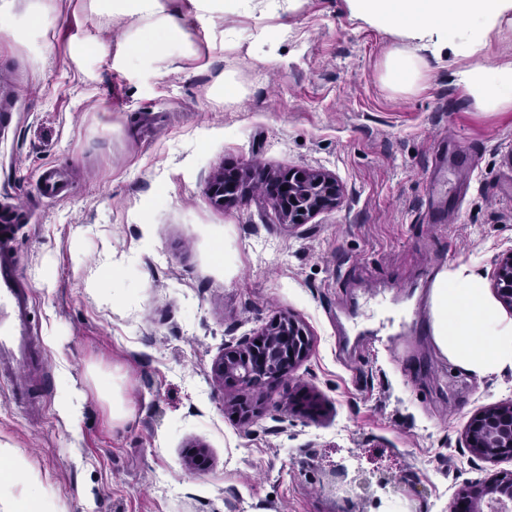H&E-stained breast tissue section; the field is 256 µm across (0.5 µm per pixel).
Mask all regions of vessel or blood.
Returning <instances> with one entry per match:
<instances>
[{
	"label": "vessel or blood",
	"mask_w": 512,
	"mask_h": 512,
	"mask_svg": "<svg viewBox=\"0 0 512 512\" xmlns=\"http://www.w3.org/2000/svg\"><path fill=\"white\" fill-rule=\"evenodd\" d=\"M30 292L24 288L14 258L0 250V378H5L15 399L29 400L46 371L31 320Z\"/></svg>",
	"instance_id": "b4317fda"
}]
</instances>
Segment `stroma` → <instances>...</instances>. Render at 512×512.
<instances>
[{"mask_svg": "<svg viewBox=\"0 0 512 512\" xmlns=\"http://www.w3.org/2000/svg\"><path fill=\"white\" fill-rule=\"evenodd\" d=\"M173 5L193 52L163 74L115 63L125 27L89 0H51L25 46L0 28V205L28 211L8 244L47 363L27 404L0 383V447L27 457L48 512H451L459 487L512 470L462 440L512 399V371L472 378L418 327L443 265L488 277L512 248V112L475 111L449 58L391 90L394 37L345 0L230 20ZM90 34L104 52L74 53ZM222 75L245 96L210 97ZM50 167L57 198L38 189ZM226 168L248 186L326 172L342 200L290 226L255 192L214 204ZM282 313L312 350L241 420L211 365ZM301 387L316 415L295 409Z\"/></svg>", "mask_w": 512, "mask_h": 512, "instance_id": "35a3bbf8", "label": "stroma"}]
</instances>
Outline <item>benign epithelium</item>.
<instances>
[{
    "instance_id": "benign-epithelium-1",
    "label": "benign epithelium",
    "mask_w": 512,
    "mask_h": 512,
    "mask_svg": "<svg viewBox=\"0 0 512 512\" xmlns=\"http://www.w3.org/2000/svg\"><path fill=\"white\" fill-rule=\"evenodd\" d=\"M245 194L242 174L235 169L221 171L209 185L211 199L221 206ZM340 196L336 178L327 174L296 170L267 177L266 200L292 225L305 224L319 211L337 206ZM493 265L496 296L512 308V249L498 253ZM310 347L303 325L283 314L270 321L256 339L226 347L213 362L212 373L229 388L271 386L290 374L308 356ZM465 444L471 455L481 460L511 458L512 400L475 413L465 431ZM504 498L512 501V473L497 475L481 487H460L454 495L453 512H482L485 500Z\"/></svg>"
}]
</instances>
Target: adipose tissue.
Returning a JSON list of instances; mask_svg holds the SVG:
<instances>
[{"label":"adipose tissue","instance_id":"adipose-tissue-1","mask_svg":"<svg viewBox=\"0 0 512 512\" xmlns=\"http://www.w3.org/2000/svg\"><path fill=\"white\" fill-rule=\"evenodd\" d=\"M96 14L127 25L125 56L147 65L170 62L188 51L179 11L168 0H92ZM351 16L387 32L396 42L383 61V78L413 92L432 63L450 56L457 86L480 112L512 111V60L493 65L480 57L490 40L512 29V0H346ZM431 339L437 353L476 379L512 371V315L491 294L475 264L444 266L428 295ZM28 482L8 512H46L44 491L25 458L0 448V490L20 477Z\"/></svg>","mask_w":512,"mask_h":512}]
</instances>
